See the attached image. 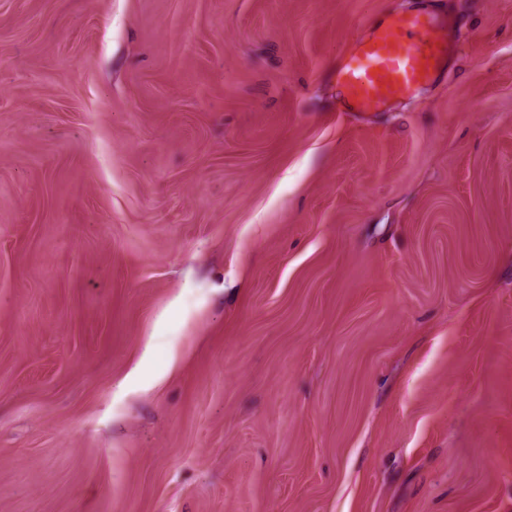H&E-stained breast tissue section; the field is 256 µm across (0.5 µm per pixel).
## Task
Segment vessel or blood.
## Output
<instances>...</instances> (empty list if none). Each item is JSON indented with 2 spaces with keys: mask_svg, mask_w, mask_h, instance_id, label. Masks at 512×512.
<instances>
[{
  "mask_svg": "<svg viewBox=\"0 0 512 512\" xmlns=\"http://www.w3.org/2000/svg\"><path fill=\"white\" fill-rule=\"evenodd\" d=\"M425 10L390 13L355 39L336 70L345 112H373L423 85L446 69L451 38Z\"/></svg>",
  "mask_w": 512,
  "mask_h": 512,
  "instance_id": "1",
  "label": "vessel or blood"
}]
</instances>
